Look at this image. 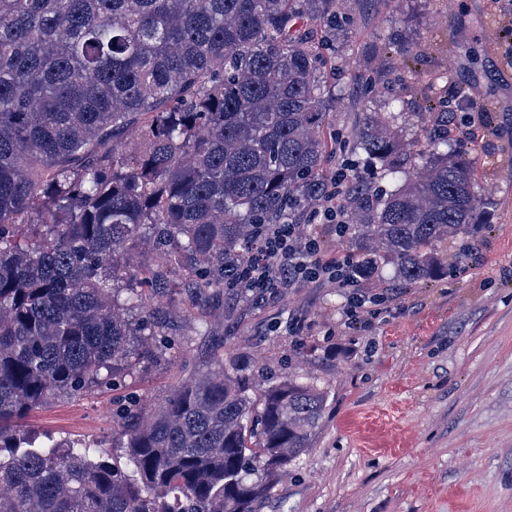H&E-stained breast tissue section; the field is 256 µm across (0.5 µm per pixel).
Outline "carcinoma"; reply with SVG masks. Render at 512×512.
<instances>
[{
	"instance_id": "obj_1",
	"label": "carcinoma",
	"mask_w": 512,
	"mask_h": 512,
	"mask_svg": "<svg viewBox=\"0 0 512 512\" xmlns=\"http://www.w3.org/2000/svg\"><path fill=\"white\" fill-rule=\"evenodd\" d=\"M338 2L0 0V512H257L326 407L294 373L256 384L249 359L216 357L130 406L112 454L22 421L166 358L149 294L173 261L195 257L198 295L236 282L260 227L331 193L337 148L413 171L384 194L356 169L336 187L355 285L448 276L439 255L480 207L472 163L448 111L414 132L397 94L339 138Z\"/></svg>"
}]
</instances>
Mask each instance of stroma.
Segmentation results:
<instances>
[{
  "mask_svg": "<svg viewBox=\"0 0 512 512\" xmlns=\"http://www.w3.org/2000/svg\"><path fill=\"white\" fill-rule=\"evenodd\" d=\"M354 28L336 72L333 121L350 134L365 104L361 54L377 45L411 112L448 98V143L464 145L481 200L450 244L448 277L404 285L392 268L351 290L296 282L256 299L197 301L180 260L152 301L176 346L126 389L162 401L218 353L264 377L306 374L329 395L305 455L260 512H512V0H348ZM425 51L414 54V46ZM364 297L346 321L351 295ZM209 323L196 334V318ZM112 393L61 398L26 420L58 441L111 442Z\"/></svg>",
  "mask_w": 512,
  "mask_h": 512,
  "instance_id": "stroma-1",
  "label": "stroma"
}]
</instances>
